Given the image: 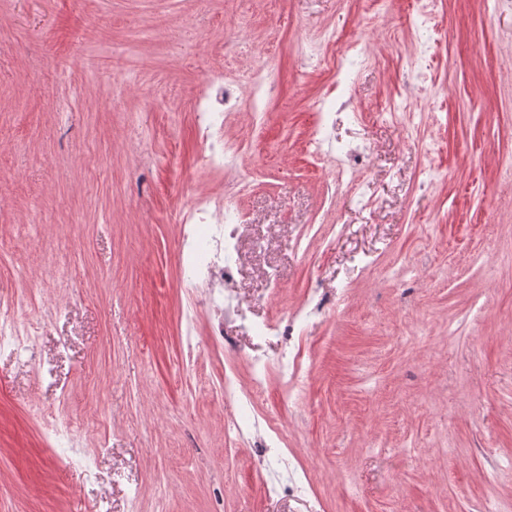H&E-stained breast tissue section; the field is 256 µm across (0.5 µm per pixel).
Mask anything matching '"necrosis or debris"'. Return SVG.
Here are the masks:
<instances>
[{"label": "necrosis or debris", "instance_id": "4bbe7bcc", "mask_svg": "<svg viewBox=\"0 0 512 512\" xmlns=\"http://www.w3.org/2000/svg\"><path fill=\"white\" fill-rule=\"evenodd\" d=\"M270 68L267 61L257 66L256 78L247 87L241 86L230 70L210 75L195 98L196 118L203 132L202 163L209 176L223 184L225 199L220 202L202 194L179 212L181 249L178 264L192 287L204 291V301L212 316L210 336L217 346L225 340V318L234 314L238 306L235 281L243 261L240 241L245 227L253 221L246 209L229 206L226 200L239 195L255 174L254 169L240 163L241 139L225 137L224 128L235 123L244 110L255 118L264 117L267 100L273 91ZM321 123L323 136L312 137L305 153L314 163L330 166L336 171L335 179L326 184L324 193L326 210L332 213L336 210L337 198L357 189L363 182V168L369 160L370 149L358 143L335 141L331 135L336 124L335 113H322ZM311 313L309 303L304 302L290 308L280 321L256 325L257 335L282 337V353L273 361L247 357L251 379L246 385L238 378L234 360L225 359L226 406L257 412L267 372L273 367L282 377L283 399H291V378L303 366V354L295 337Z\"/></svg>", "mask_w": 512, "mask_h": 512}]
</instances>
